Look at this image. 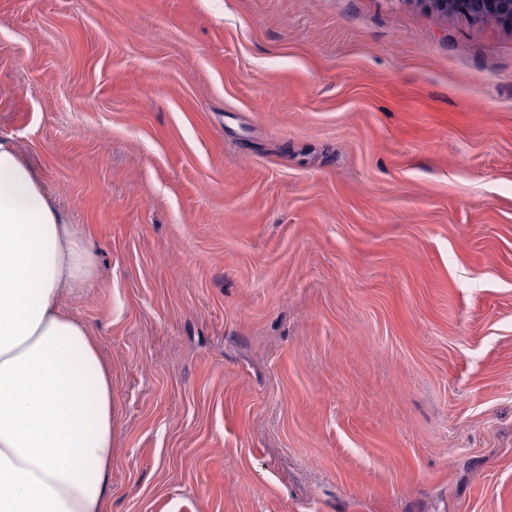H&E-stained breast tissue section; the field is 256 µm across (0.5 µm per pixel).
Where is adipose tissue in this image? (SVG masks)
<instances>
[{
	"instance_id": "adipose-tissue-1",
	"label": "adipose tissue",
	"mask_w": 512,
	"mask_h": 512,
	"mask_svg": "<svg viewBox=\"0 0 512 512\" xmlns=\"http://www.w3.org/2000/svg\"><path fill=\"white\" fill-rule=\"evenodd\" d=\"M93 243L0 140V512H110L112 371L64 298Z\"/></svg>"
}]
</instances>
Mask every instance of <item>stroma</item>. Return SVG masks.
I'll return each mask as SVG.
<instances>
[{"mask_svg": "<svg viewBox=\"0 0 512 512\" xmlns=\"http://www.w3.org/2000/svg\"><path fill=\"white\" fill-rule=\"evenodd\" d=\"M0 140L93 242L111 512H512V31L0 0Z\"/></svg>", "mask_w": 512, "mask_h": 512, "instance_id": "1", "label": "stroma"}]
</instances>
